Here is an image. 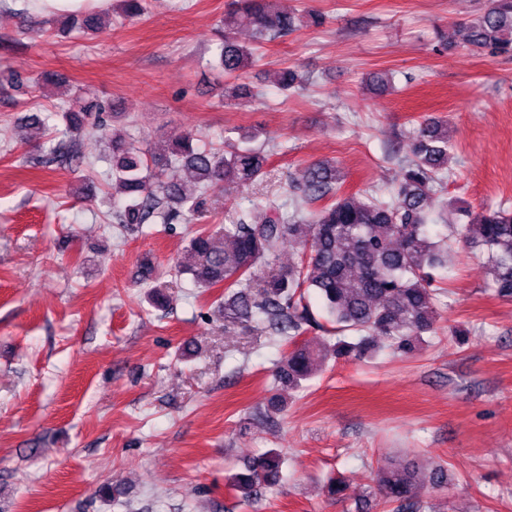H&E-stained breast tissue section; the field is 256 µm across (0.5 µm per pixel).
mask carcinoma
I'll list each match as a JSON object with an SVG mask.
<instances>
[{
	"instance_id": "1",
	"label": "carcinoma",
	"mask_w": 512,
	"mask_h": 512,
	"mask_svg": "<svg viewBox=\"0 0 512 512\" xmlns=\"http://www.w3.org/2000/svg\"><path fill=\"white\" fill-rule=\"evenodd\" d=\"M232 24L246 25L260 40L285 37L297 29L295 17L279 11L273 0H237ZM83 27L95 34L107 29L102 13L85 15ZM471 50L491 56L512 55V0H489L488 6L467 26ZM255 49L238 43L231 33L217 46L215 67L228 78L240 77L256 63ZM306 78L288 68L279 86L303 89ZM78 95L61 113L69 138L49 148V161L68 163L77 154V140L98 133L112 150L111 179L119 208L116 223L140 231L145 224H171L200 214L211 190H229L262 180L267 155L248 146L256 133L240 136V146L219 148L198 145L189 133L171 137L162 153L145 149L107 127L103 108ZM452 144L448 129L432 119L421 121L415 131L412 159L388 197H359L342 191V177L331 162H318L305 170L296 185L293 210L277 199L264 205L259 223L245 212L220 227L231 248L215 245L213 232L203 229L190 239L182 258V273L195 286L210 291L224 289L218 308L228 324L255 320L271 336L292 346L283 353L275 381L297 388L313 376L327 359L370 356L380 340L409 355L435 332L437 295L432 288L434 271L444 268L448 245L458 237L471 249L486 254L493 271L490 287L501 298L512 299V210L465 212V224H445L432 231L433 196L448 179ZM183 172L184 183L200 189L189 196L183 183L165 182L153 172L158 162ZM322 201L315 211L308 205ZM297 246L296 261L259 279L262 266L275 263L285 243ZM317 299L330 322L336 325V341L314 345L303 339L320 330L311 299ZM354 333L355 341L345 333ZM284 456L271 449L249 462L246 472L231 477L228 487L250 498L259 486L272 487L280 480ZM448 487L446 469L430 472L418 465H387L380 471L368 497L395 505L394 512H431L424 500L425 486Z\"/></svg>"
}]
</instances>
